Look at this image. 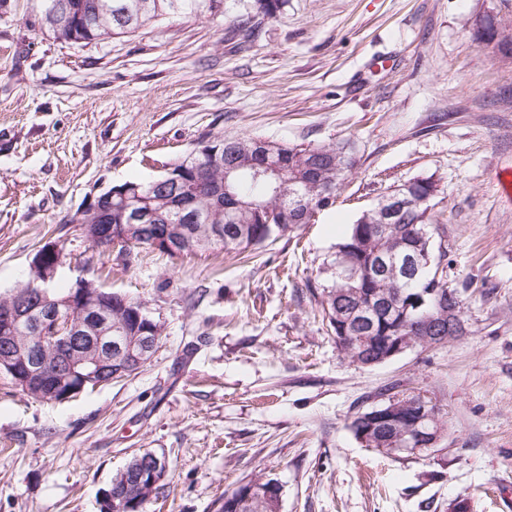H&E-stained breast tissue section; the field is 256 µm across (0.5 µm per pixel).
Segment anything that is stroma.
Segmentation results:
<instances>
[{
    "label": "stroma",
    "instance_id": "35a3bbf8",
    "mask_svg": "<svg viewBox=\"0 0 512 512\" xmlns=\"http://www.w3.org/2000/svg\"><path fill=\"white\" fill-rule=\"evenodd\" d=\"M165 19L87 46L54 41L34 0H0V294L48 242L77 278L143 300L163 325L136 373L46 403L0 372V512H99L136 455L165 457L146 512H215L255 478L281 512H506L512 474V51L483 41L512 0H287L254 16ZM351 142L335 206L244 253H98L69 221L144 181L207 133ZM428 179L447 227L448 283L471 282L468 332L360 367L327 332L318 269L390 187ZM431 401L439 444L394 457L351 422L384 386Z\"/></svg>",
    "mask_w": 512,
    "mask_h": 512
}]
</instances>
